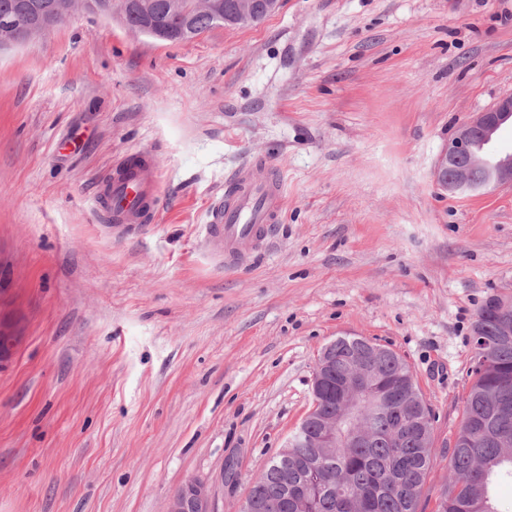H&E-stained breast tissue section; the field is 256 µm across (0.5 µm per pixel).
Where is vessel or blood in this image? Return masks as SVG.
<instances>
[{"instance_id": "1", "label": "vessel or blood", "mask_w": 512, "mask_h": 512, "mask_svg": "<svg viewBox=\"0 0 512 512\" xmlns=\"http://www.w3.org/2000/svg\"><path fill=\"white\" fill-rule=\"evenodd\" d=\"M148 162L138 155L121 158L95 197L106 205L117 232L130 231L154 209L159 191L146 175ZM284 185L271 161L255 158L226 179L224 195L211 204L202 226V245L225 269L247 264L269 246L282 216Z\"/></svg>"}]
</instances>
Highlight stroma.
Listing matches in <instances>:
<instances>
[{
  "label": "stroma",
  "instance_id": "35a3bbf8",
  "mask_svg": "<svg viewBox=\"0 0 512 512\" xmlns=\"http://www.w3.org/2000/svg\"><path fill=\"white\" fill-rule=\"evenodd\" d=\"M509 93L512 0H281L182 43L75 10L0 51V512H165L191 476L236 512L340 336L410 367L435 512L475 314L512 294V187L451 197L433 170ZM134 153L161 203L119 238L93 196ZM257 157L283 218L228 272L199 226Z\"/></svg>",
  "mask_w": 512,
  "mask_h": 512
}]
</instances>
